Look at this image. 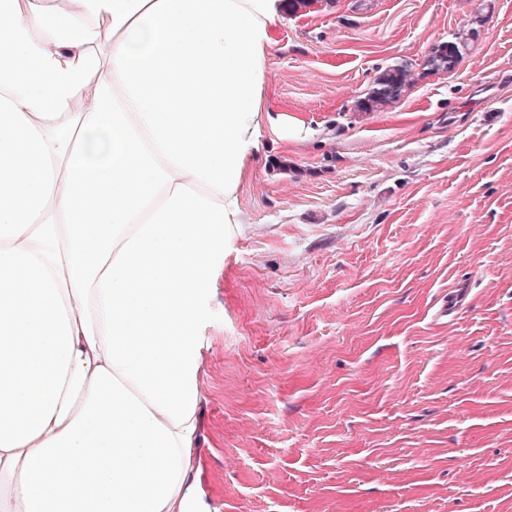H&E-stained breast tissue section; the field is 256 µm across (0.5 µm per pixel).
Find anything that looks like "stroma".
I'll return each mask as SVG.
<instances>
[{"mask_svg":"<svg viewBox=\"0 0 512 512\" xmlns=\"http://www.w3.org/2000/svg\"><path fill=\"white\" fill-rule=\"evenodd\" d=\"M403 59L401 99L358 111ZM266 66L263 109L308 135L265 130L226 227L198 512H512V0H319ZM470 30L456 33L452 41L434 45L425 59V66L433 72H452L472 49Z\"/></svg>","mask_w":512,"mask_h":512,"instance_id":"stroma-1","label":"stroma"}]
</instances>
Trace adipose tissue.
Segmentation results:
<instances>
[{
  "instance_id": "adipose-tissue-1",
  "label": "adipose tissue",
  "mask_w": 512,
  "mask_h": 512,
  "mask_svg": "<svg viewBox=\"0 0 512 512\" xmlns=\"http://www.w3.org/2000/svg\"><path fill=\"white\" fill-rule=\"evenodd\" d=\"M284 7L0 0V512H194L199 331Z\"/></svg>"
}]
</instances>
